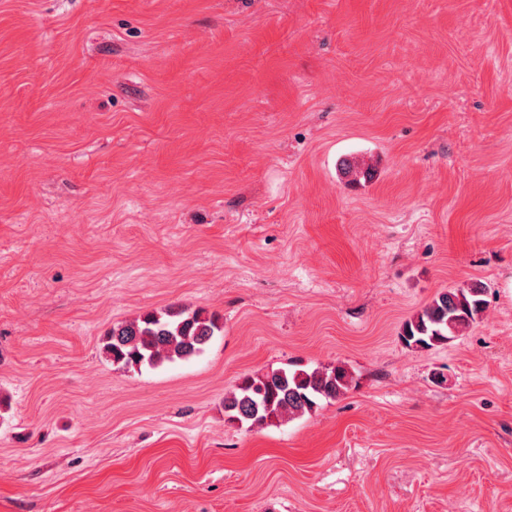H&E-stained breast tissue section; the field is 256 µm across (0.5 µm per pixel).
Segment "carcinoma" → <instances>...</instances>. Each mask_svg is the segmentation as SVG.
Returning <instances> with one entry per match:
<instances>
[{
  "label": "carcinoma",
  "instance_id": "carcinoma-1",
  "mask_svg": "<svg viewBox=\"0 0 512 512\" xmlns=\"http://www.w3.org/2000/svg\"><path fill=\"white\" fill-rule=\"evenodd\" d=\"M485 291L486 286L479 284L439 292L403 322L400 340L420 349L454 340L482 314ZM220 330L218 318L199 309L173 311L166 319L146 314L112 327L105 336L104 350L112 357V364L120 368L155 365L198 354ZM352 382L351 372L342 364L311 371L244 375L235 391L224 397V411L231 422L263 426L310 413L319 400L339 397Z\"/></svg>",
  "mask_w": 512,
  "mask_h": 512
}]
</instances>
